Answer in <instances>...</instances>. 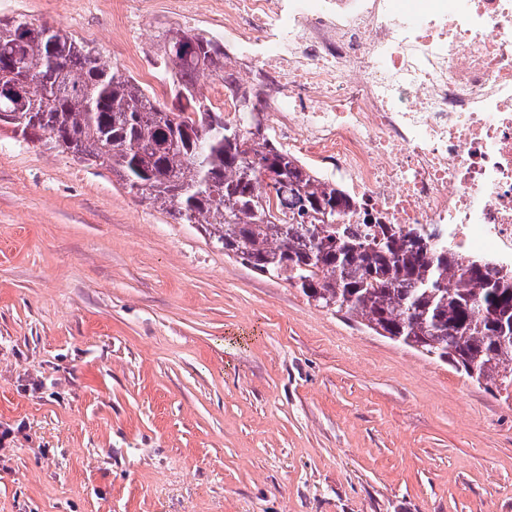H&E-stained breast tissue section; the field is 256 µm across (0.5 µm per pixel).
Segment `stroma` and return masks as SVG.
<instances>
[{
  "instance_id": "stroma-1",
  "label": "stroma",
  "mask_w": 512,
  "mask_h": 512,
  "mask_svg": "<svg viewBox=\"0 0 512 512\" xmlns=\"http://www.w3.org/2000/svg\"><path fill=\"white\" fill-rule=\"evenodd\" d=\"M21 16L152 92L159 34L224 30L212 0ZM0 512H512V396L0 127Z\"/></svg>"
}]
</instances>
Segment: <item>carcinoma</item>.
Here are the masks:
<instances>
[{"label":"carcinoma","instance_id":"1","mask_svg":"<svg viewBox=\"0 0 512 512\" xmlns=\"http://www.w3.org/2000/svg\"><path fill=\"white\" fill-rule=\"evenodd\" d=\"M173 107L61 27L0 19V123L49 136L117 174L180 224L316 305L448 363L491 391L512 387V274L429 242L430 233L348 224L336 184L250 132L255 93L236 84L224 42L159 35ZM218 75L237 92L224 113L196 97Z\"/></svg>","mask_w":512,"mask_h":512}]
</instances>
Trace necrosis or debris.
I'll return each instance as SVG.
<instances>
[{"label": "necrosis or debris", "instance_id": "obj_1", "mask_svg": "<svg viewBox=\"0 0 512 512\" xmlns=\"http://www.w3.org/2000/svg\"><path fill=\"white\" fill-rule=\"evenodd\" d=\"M260 119L354 204L512 268V0H224Z\"/></svg>", "mask_w": 512, "mask_h": 512}]
</instances>
